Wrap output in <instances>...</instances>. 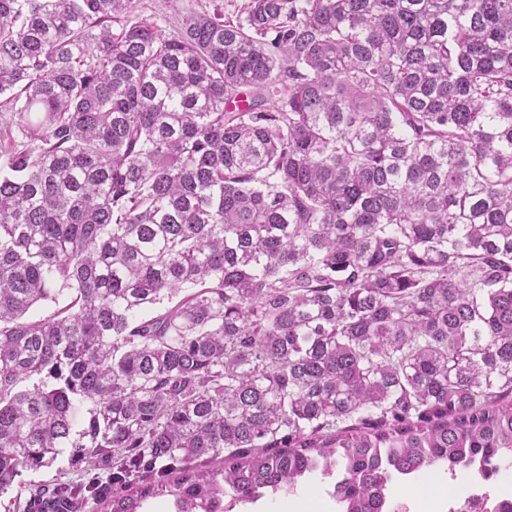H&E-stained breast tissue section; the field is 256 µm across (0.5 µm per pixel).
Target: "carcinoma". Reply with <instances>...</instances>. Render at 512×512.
I'll return each instance as SVG.
<instances>
[{
    "instance_id": "1",
    "label": "carcinoma",
    "mask_w": 512,
    "mask_h": 512,
    "mask_svg": "<svg viewBox=\"0 0 512 512\" xmlns=\"http://www.w3.org/2000/svg\"><path fill=\"white\" fill-rule=\"evenodd\" d=\"M137 2L0 0V492L60 448L112 462L108 512L336 470L340 512L437 465L493 480L512 0H245L169 28Z\"/></svg>"
}]
</instances>
